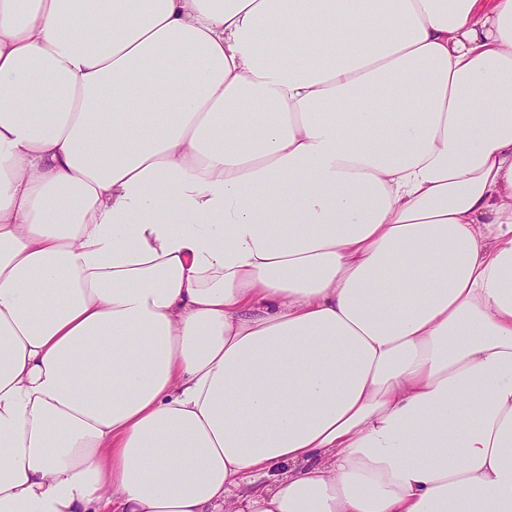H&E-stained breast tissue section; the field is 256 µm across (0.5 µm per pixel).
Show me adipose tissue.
Instances as JSON below:
<instances>
[{
    "mask_svg": "<svg viewBox=\"0 0 512 512\" xmlns=\"http://www.w3.org/2000/svg\"><path fill=\"white\" fill-rule=\"evenodd\" d=\"M0 512H512V0H0Z\"/></svg>",
    "mask_w": 512,
    "mask_h": 512,
    "instance_id": "ef3b65f1",
    "label": "adipose tissue"
}]
</instances>
